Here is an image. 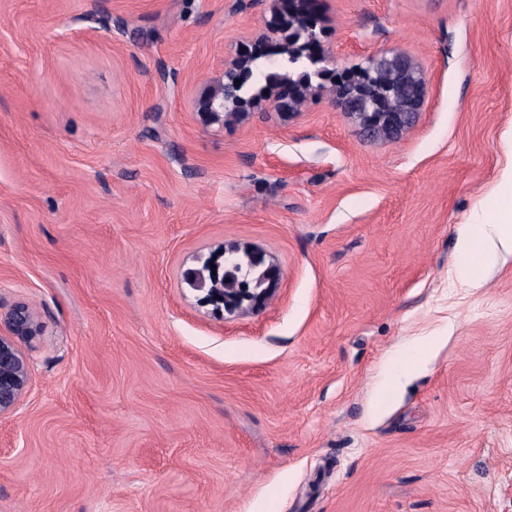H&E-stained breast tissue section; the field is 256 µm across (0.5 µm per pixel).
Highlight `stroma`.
<instances>
[{"label":"stroma","mask_w":512,"mask_h":512,"mask_svg":"<svg viewBox=\"0 0 512 512\" xmlns=\"http://www.w3.org/2000/svg\"><path fill=\"white\" fill-rule=\"evenodd\" d=\"M319 11L425 72L398 138L199 112L267 0H0V305L45 324L0 512H512V253L457 248L512 197V0ZM233 243L281 289L222 317L183 274ZM488 224H470L460 237V249L467 258L464 278L474 288L483 284V270L493 261L497 251L487 233Z\"/></svg>","instance_id":"1"}]
</instances>
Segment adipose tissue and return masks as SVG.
<instances>
[{"label":"adipose tissue","instance_id":"obj_1","mask_svg":"<svg viewBox=\"0 0 512 512\" xmlns=\"http://www.w3.org/2000/svg\"><path fill=\"white\" fill-rule=\"evenodd\" d=\"M501 248L512 250V202L492 215L490 225H468L460 237V249L467 259L464 277L472 287L482 286L483 271Z\"/></svg>","mask_w":512,"mask_h":512}]
</instances>
